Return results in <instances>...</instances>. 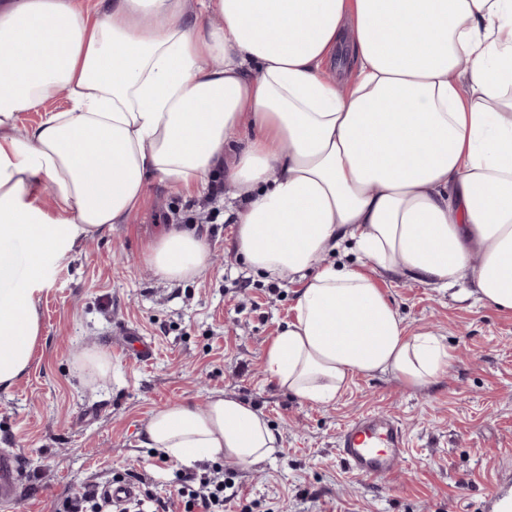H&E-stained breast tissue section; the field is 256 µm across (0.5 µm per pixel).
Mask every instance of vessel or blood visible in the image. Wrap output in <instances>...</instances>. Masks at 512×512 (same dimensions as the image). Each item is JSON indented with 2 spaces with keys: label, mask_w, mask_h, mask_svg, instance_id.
I'll list each match as a JSON object with an SVG mask.
<instances>
[{
  "label": "vessel or blood",
  "mask_w": 512,
  "mask_h": 512,
  "mask_svg": "<svg viewBox=\"0 0 512 512\" xmlns=\"http://www.w3.org/2000/svg\"><path fill=\"white\" fill-rule=\"evenodd\" d=\"M337 448L351 471L358 476L382 478L391 475L407 451L400 423L389 416L364 413L345 424L337 434ZM18 462L14 455L0 454V503L17 500Z\"/></svg>",
  "instance_id": "vessel-or-blood-1"
}]
</instances>
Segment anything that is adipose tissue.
I'll return each mask as SVG.
<instances>
[{
    "mask_svg": "<svg viewBox=\"0 0 512 512\" xmlns=\"http://www.w3.org/2000/svg\"><path fill=\"white\" fill-rule=\"evenodd\" d=\"M102 2L92 15L0 0V243L23 246L28 279L62 244L127 223L152 180L190 191L220 166L237 250L301 283L264 357L300 401L329 403L359 376L422 389L445 373L447 345L409 331L377 276L468 281L476 302L512 312V0ZM345 46L356 70L342 82L324 64ZM63 88L68 108L50 109ZM30 111L40 121L19 130ZM346 241L371 273L326 262ZM148 261L181 281L208 250L173 224ZM40 334L31 289L0 293V389ZM144 444L249 466L280 436L217 392L202 410L155 412Z\"/></svg>",
    "mask_w": 512,
    "mask_h": 512,
    "instance_id": "ef3b65f1",
    "label": "adipose tissue"
}]
</instances>
